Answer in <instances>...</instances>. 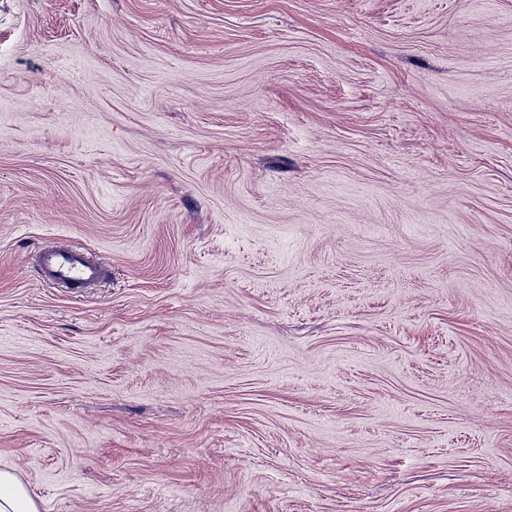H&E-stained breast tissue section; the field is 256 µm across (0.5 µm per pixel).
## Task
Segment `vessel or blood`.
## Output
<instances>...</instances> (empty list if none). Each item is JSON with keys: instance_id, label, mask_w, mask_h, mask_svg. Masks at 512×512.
I'll use <instances>...</instances> for the list:
<instances>
[{"instance_id": "1", "label": "vessel or blood", "mask_w": 512, "mask_h": 512, "mask_svg": "<svg viewBox=\"0 0 512 512\" xmlns=\"http://www.w3.org/2000/svg\"><path fill=\"white\" fill-rule=\"evenodd\" d=\"M36 265L42 281L66 288L89 287L108 274L92 255L72 246L38 252Z\"/></svg>"}]
</instances>
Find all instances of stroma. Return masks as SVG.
<instances>
[{
  "label": "stroma",
  "instance_id": "1",
  "mask_svg": "<svg viewBox=\"0 0 512 512\" xmlns=\"http://www.w3.org/2000/svg\"><path fill=\"white\" fill-rule=\"evenodd\" d=\"M4 468L44 512H512V0H0ZM40 279L66 288L90 287L105 278L107 269L80 248H47L37 253Z\"/></svg>",
  "mask_w": 512,
  "mask_h": 512
}]
</instances>
